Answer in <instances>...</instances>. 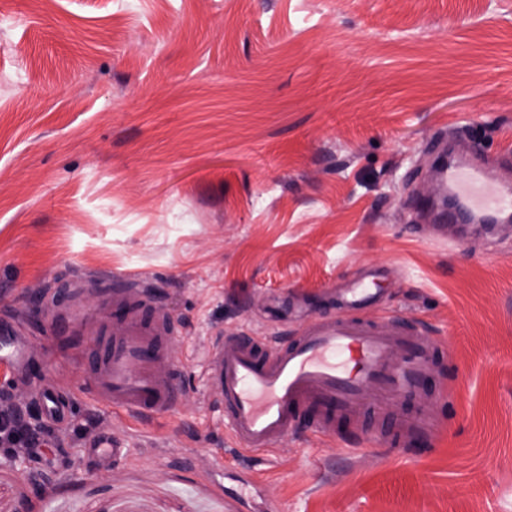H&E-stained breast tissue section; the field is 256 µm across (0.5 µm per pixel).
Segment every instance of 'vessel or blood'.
Returning a JSON list of instances; mask_svg holds the SVG:
<instances>
[{"label": "vessel or blood", "instance_id": "obj_1", "mask_svg": "<svg viewBox=\"0 0 512 512\" xmlns=\"http://www.w3.org/2000/svg\"><path fill=\"white\" fill-rule=\"evenodd\" d=\"M441 178L471 223H499L512 208V186L495 185L480 163H452ZM126 285L132 293L113 296L112 332L101 338L106 353L89 364L83 388L101 407L162 417L177 403L174 378L161 362L179 329L163 312L147 313L149 296L139 293V281L130 278ZM440 348L418 323L396 315L314 318L285 341L220 337L208 357L209 376L224 400L225 425L249 451L275 447L306 419L314 432L338 437L339 424L357 422L370 395L418 399L415 415L400 423V436L427 438L434 428L427 381ZM395 354L401 363H392ZM25 358L17 326L1 318L0 359L19 367ZM38 391L47 417L65 420L68 401L49 385Z\"/></svg>", "mask_w": 512, "mask_h": 512}]
</instances>
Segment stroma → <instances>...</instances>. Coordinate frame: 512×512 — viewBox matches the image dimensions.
<instances>
[{
  "mask_svg": "<svg viewBox=\"0 0 512 512\" xmlns=\"http://www.w3.org/2000/svg\"><path fill=\"white\" fill-rule=\"evenodd\" d=\"M512 151V0H0V316L71 394L0 512H512V223L420 216L438 139ZM180 329V399L136 420L78 392L114 278ZM362 317L442 342L427 452L310 431L246 452L208 382L220 336ZM124 450L108 468L86 444Z\"/></svg>",
  "mask_w": 512,
  "mask_h": 512,
  "instance_id": "1",
  "label": "stroma"
}]
</instances>
